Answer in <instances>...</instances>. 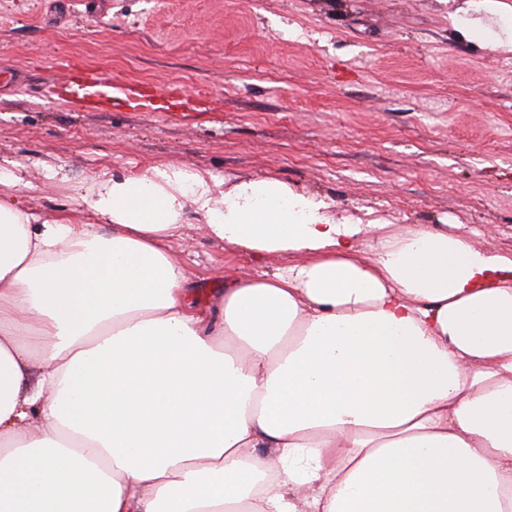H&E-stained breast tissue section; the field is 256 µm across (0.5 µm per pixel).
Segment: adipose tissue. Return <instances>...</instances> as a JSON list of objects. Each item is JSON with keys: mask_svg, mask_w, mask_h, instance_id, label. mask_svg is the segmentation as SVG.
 I'll use <instances>...</instances> for the list:
<instances>
[{"mask_svg": "<svg viewBox=\"0 0 512 512\" xmlns=\"http://www.w3.org/2000/svg\"><path fill=\"white\" fill-rule=\"evenodd\" d=\"M495 18L491 30L472 15ZM463 34L512 52V0ZM0 172V512H512V251L159 163L34 212ZM297 263L186 300L188 214Z\"/></svg>", "mask_w": 512, "mask_h": 512, "instance_id": "obj_1", "label": "adipose tissue"}]
</instances>
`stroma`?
Instances as JSON below:
<instances>
[{
	"instance_id": "stroma-1",
	"label": "stroma",
	"mask_w": 512,
	"mask_h": 512,
	"mask_svg": "<svg viewBox=\"0 0 512 512\" xmlns=\"http://www.w3.org/2000/svg\"><path fill=\"white\" fill-rule=\"evenodd\" d=\"M455 0H0V165L31 207L74 224L72 187L156 162L235 181L270 176L336 216L447 227L512 248V52L448 22ZM162 93L172 110L46 96L66 64ZM62 168L50 181L47 168ZM194 303L274 273L285 254L235 250L190 224Z\"/></svg>"
}]
</instances>
